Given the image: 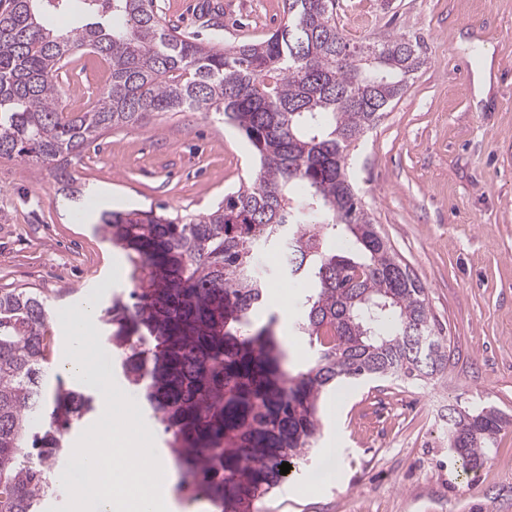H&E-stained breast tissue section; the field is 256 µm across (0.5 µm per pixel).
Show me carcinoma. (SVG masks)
<instances>
[{
  "instance_id": "1",
  "label": "carcinoma",
  "mask_w": 512,
  "mask_h": 512,
  "mask_svg": "<svg viewBox=\"0 0 512 512\" xmlns=\"http://www.w3.org/2000/svg\"><path fill=\"white\" fill-rule=\"evenodd\" d=\"M284 24L224 49L185 38L154 0H0V158L69 167L114 126L169 112H214L257 163L198 214L105 213L97 231L122 250L134 283L96 321L115 369L143 395L178 493L220 512H257L280 466L314 450L324 396L339 380L433 379L448 368L425 288L377 231L347 173L349 150L408 89L418 43L350 42L336 0H283ZM82 18L67 32L58 18ZM92 52L104 92L83 112L58 105V77ZM280 253L273 271L256 250ZM307 284L296 336L313 361L288 371L285 337L262 324L266 277ZM48 305L37 288L0 289V512H38L58 496L60 455L98 397L56 372L48 383ZM492 405L454 412L448 448L468 474L505 426Z\"/></svg>"
}]
</instances>
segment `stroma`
Returning <instances> with one entry per match:
<instances>
[{
  "instance_id": "obj_1",
  "label": "stroma",
  "mask_w": 512,
  "mask_h": 512,
  "mask_svg": "<svg viewBox=\"0 0 512 512\" xmlns=\"http://www.w3.org/2000/svg\"><path fill=\"white\" fill-rule=\"evenodd\" d=\"M155 3L186 37L219 48L264 39L284 21L282 0ZM336 22L354 42L406 35L426 59L351 150L350 175L381 236L424 285L455 360L426 382L337 384L322 403L318 453L261 510L352 512L364 497L372 512H512V0H336ZM106 84L98 55H79L58 79L59 105L83 111ZM255 166L247 140L203 112L109 130L70 167L88 190L75 202L58 194L51 166L0 159V288L48 296L59 359L63 314L79 298L106 300L132 286L123 252L95 230L102 211L204 212ZM76 209L82 222L71 218ZM283 292L300 294L271 278L265 312L301 369L311 353L292 335ZM484 403L511 422L466 475L444 420Z\"/></svg>"
}]
</instances>
